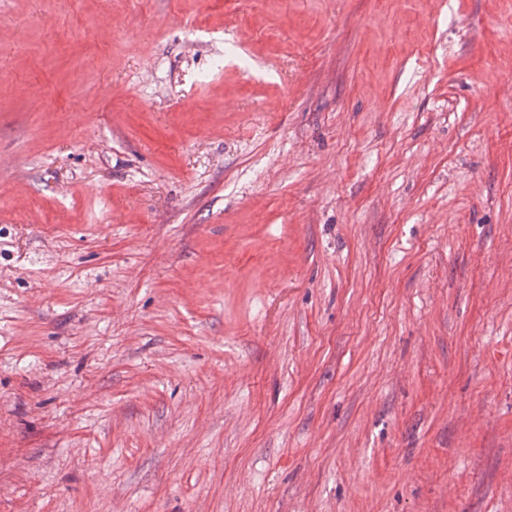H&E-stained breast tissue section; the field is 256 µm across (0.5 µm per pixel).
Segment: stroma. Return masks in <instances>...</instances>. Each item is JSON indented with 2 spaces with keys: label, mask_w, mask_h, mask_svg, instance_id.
I'll list each match as a JSON object with an SVG mask.
<instances>
[{
  "label": "stroma",
  "mask_w": 512,
  "mask_h": 512,
  "mask_svg": "<svg viewBox=\"0 0 512 512\" xmlns=\"http://www.w3.org/2000/svg\"><path fill=\"white\" fill-rule=\"evenodd\" d=\"M0 512H512V0H0Z\"/></svg>",
  "instance_id": "obj_1"
}]
</instances>
